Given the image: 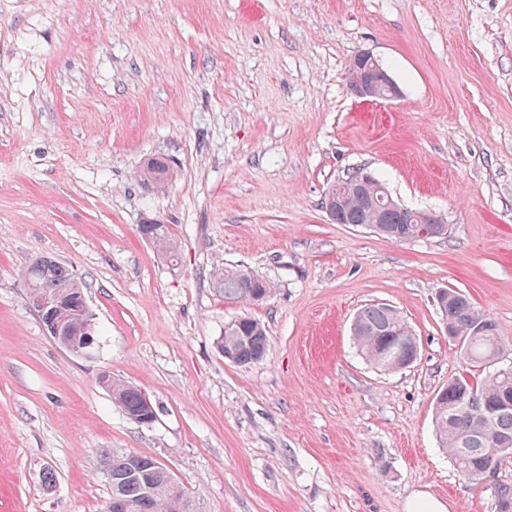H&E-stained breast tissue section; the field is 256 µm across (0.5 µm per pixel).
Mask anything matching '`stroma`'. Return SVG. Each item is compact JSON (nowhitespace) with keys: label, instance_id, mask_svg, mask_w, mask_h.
<instances>
[{"label":"stroma","instance_id":"obj_1","mask_svg":"<svg viewBox=\"0 0 512 512\" xmlns=\"http://www.w3.org/2000/svg\"><path fill=\"white\" fill-rule=\"evenodd\" d=\"M361 52L397 99L351 92ZM154 156L161 188L139 178ZM359 169L447 234L331 221L326 192ZM39 255L82 282L89 354L30 308ZM236 266L270 297L225 301L213 273ZM444 288L512 335V0H0V512H104L112 453L156 458L201 512H494L434 431L438 391L479 377ZM371 303L417 337L410 366L354 348ZM244 316L269 344L240 366L218 345ZM105 371L151 397L152 424ZM100 381L102 385H104L111 397H112V383L113 387L120 384L123 385L121 388L116 389V392L112 398L116 402V404L124 411L127 416L130 417L132 413L135 412L136 408L139 405V390L135 386H124L128 385L126 382H118L117 380L112 379V375L110 373H102L100 376ZM133 419L137 421V423L142 425L151 424L155 418V410L154 406L150 400V398L142 392V406L139 411L132 415ZM132 419V420H133Z\"/></svg>","mask_w":512,"mask_h":512}]
</instances>
